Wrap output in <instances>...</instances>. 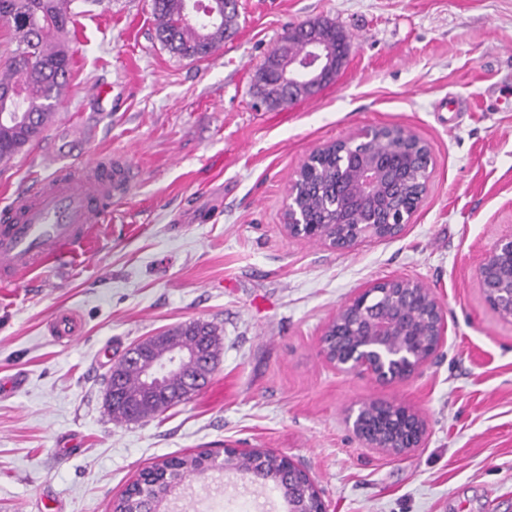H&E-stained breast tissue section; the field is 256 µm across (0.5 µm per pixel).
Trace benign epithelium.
Listing matches in <instances>:
<instances>
[{"label":"benign epithelium","mask_w":512,"mask_h":512,"mask_svg":"<svg viewBox=\"0 0 512 512\" xmlns=\"http://www.w3.org/2000/svg\"><path fill=\"white\" fill-rule=\"evenodd\" d=\"M344 41L331 46L320 40L309 44L303 59L288 58L281 83L313 90L333 80L347 61ZM401 137L417 149L414 165L421 178L413 195L404 196L405 155L378 153L369 148L349 156L355 170L353 179L336 182V195L365 207L372 214L361 232L352 235L345 224H316L307 221L296 199L303 190V171L288 189V217L285 227L294 239L320 241L343 250L361 238L399 236L427 191L431 153L427 144L402 126L366 129L348 140L336 141V155L363 140ZM476 280L486 304L504 321L512 322V234L496 241L476 269ZM447 333V321L439 297L422 281L410 278L381 279L354 294L326 325L321 338L326 360L346 372L363 371L380 382L412 376L426 365ZM376 412L367 419L363 408L354 409L348 422L356 436L370 448L391 455L422 445L423 419L411 409L393 403H374Z\"/></svg>","instance_id":"7a95c632"}]
</instances>
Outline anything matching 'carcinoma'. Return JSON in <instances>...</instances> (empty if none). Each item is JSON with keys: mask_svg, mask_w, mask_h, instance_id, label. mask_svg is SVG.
<instances>
[{"mask_svg": "<svg viewBox=\"0 0 512 512\" xmlns=\"http://www.w3.org/2000/svg\"><path fill=\"white\" fill-rule=\"evenodd\" d=\"M191 0H152V15L156 20V35L170 52L192 60H202L224 46L225 34L235 29L237 12L204 23L191 14ZM74 0H0V21L6 23L16 43L13 55L0 70V91L21 85L25 96L20 100L0 96V114L13 113L16 118H0V162H7L27 145L36 141L55 118V104L64 95L71 72L72 56L66 35L75 21ZM308 40L297 37L284 41L269 57L285 60L307 51ZM268 108L288 100L279 82L278 71L269 64L257 72ZM308 189L298 199V205L322 224H347L353 229L362 218L345 211L336 198V153L320 154L306 174ZM167 339H149L150 348L144 359L154 360L179 346L204 353L217 360L222 350L219 328L211 322L190 321L165 332ZM194 362H184L164 374L163 384L168 394L151 393L142 381L144 368L132 370L118 361L114 364L120 379L122 400L112 401L105 391V404L112 421L122 424L153 418L183 402V376L195 369ZM216 455L203 450L181 457H172L143 471L124 494L114 503L113 512H139L150 498L163 499L176 484L190 477H200L215 466ZM239 469L258 471L263 483L275 486L290 481L301 485L300 478L290 471L288 459L269 451H257L238 456Z\"/></svg>", "mask_w": 512, "mask_h": 512, "instance_id": "1", "label": "carcinoma"}]
</instances>
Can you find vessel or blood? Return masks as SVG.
<instances>
[{
	"mask_svg": "<svg viewBox=\"0 0 512 512\" xmlns=\"http://www.w3.org/2000/svg\"><path fill=\"white\" fill-rule=\"evenodd\" d=\"M51 171L0 206V281L17 283L52 264L70 262L85 253L95 230L124 193L129 168L103 156L81 167L49 157ZM56 341L69 343L79 326L67 311L51 320Z\"/></svg>",
	"mask_w": 512,
	"mask_h": 512,
	"instance_id": "obj_1",
	"label": "vessel or blood"
}]
</instances>
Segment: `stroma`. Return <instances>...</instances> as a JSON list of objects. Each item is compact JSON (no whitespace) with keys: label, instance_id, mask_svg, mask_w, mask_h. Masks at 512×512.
Listing matches in <instances>:
<instances>
[{"label":"stroma","instance_id":"35a3bbf8","mask_svg":"<svg viewBox=\"0 0 512 512\" xmlns=\"http://www.w3.org/2000/svg\"><path fill=\"white\" fill-rule=\"evenodd\" d=\"M72 71L55 122L0 163V202L43 176L49 147L111 154L132 172L101 244L37 280L0 284V512H112L149 466L201 450L269 449L305 470L327 512H512V323L474 276L512 233V0H238L232 45L202 60L157 40L150 0H76ZM335 23L336 80L285 108L254 105L253 76L283 33ZM112 85V109L93 89ZM374 126L429 147L432 177L403 233L337 251L289 238L288 187L315 149ZM412 277L448 324L413 376L378 382L321 352L327 323L379 279ZM69 310L80 332L55 343ZM214 323L215 385L145 422L113 423L103 379L129 347ZM421 415V447L363 445L350 409ZM172 512H284L236 473L193 477Z\"/></svg>","mask_w":512,"mask_h":512}]
</instances>
